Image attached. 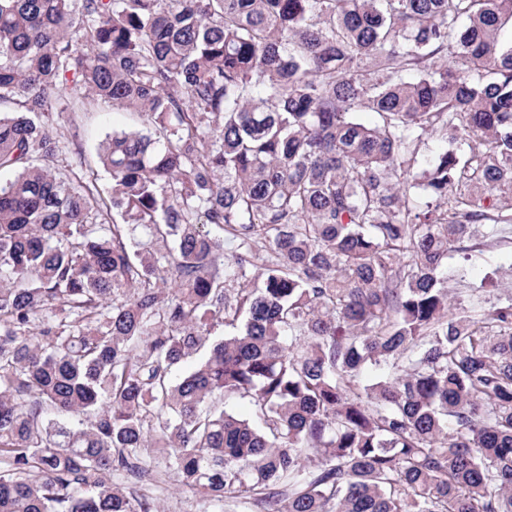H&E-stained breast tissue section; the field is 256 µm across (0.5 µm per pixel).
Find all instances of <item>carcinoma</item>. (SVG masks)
I'll use <instances>...</instances> for the list:
<instances>
[{
  "instance_id": "1",
  "label": "carcinoma",
  "mask_w": 512,
  "mask_h": 512,
  "mask_svg": "<svg viewBox=\"0 0 512 512\" xmlns=\"http://www.w3.org/2000/svg\"><path fill=\"white\" fill-rule=\"evenodd\" d=\"M508 24L0 0V512H158L157 465L241 512H512V290L448 287L512 225ZM86 94L142 120L99 148L106 196L78 143L58 167Z\"/></svg>"
}]
</instances>
